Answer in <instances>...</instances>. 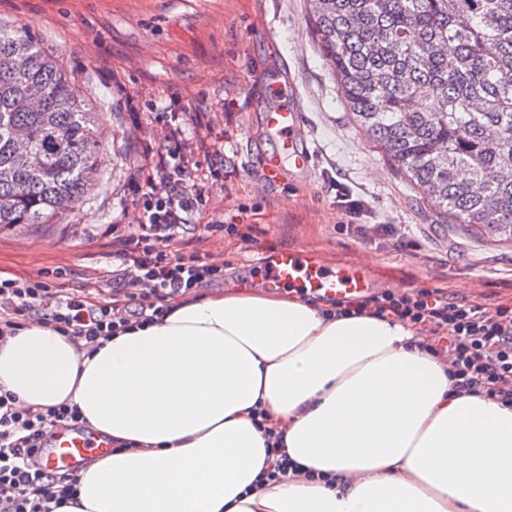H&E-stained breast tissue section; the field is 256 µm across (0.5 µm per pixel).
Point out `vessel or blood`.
Returning a JSON list of instances; mask_svg holds the SVG:
<instances>
[{
    "label": "vessel or blood",
    "mask_w": 512,
    "mask_h": 512,
    "mask_svg": "<svg viewBox=\"0 0 512 512\" xmlns=\"http://www.w3.org/2000/svg\"><path fill=\"white\" fill-rule=\"evenodd\" d=\"M267 125L279 144L276 154L268 160L269 165H277L280 160L286 159L301 167L309 166L311 155L304 143V123L297 101L285 102L269 112ZM264 270L274 284L307 288L328 298L357 295L369 286L366 271L340 268L327 272L310 264L300 251H283L268 257ZM106 449V443L85 434L60 433L52 440L46 462L52 468L72 469L88 456Z\"/></svg>",
    "instance_id": "1"
}]
</instances>
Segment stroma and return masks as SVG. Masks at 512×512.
Listing matches in <instances>:
<instances>
[{"mask_svg":"<svg viewBox=\"0 0 512 512\" xmlns=\"http://www.w3.org/2000/svg\"><path fill=\"white\" fill-rule=\"evenodd\" d=\"M0 19L29 25L59 55L100 112L104 141L97 183L77 210L0 233V276L54 270L58 287L111 298L112 227L132 223V183L177 112L186 137L217 148L199 155L194 180L208 215L234 230L176 250L222 260L225 285H261L266 257L300 250L329 269L363 266L376 293L440 288L512 306V243L448 223L367 142L317 48L306 0H0ZM273 84L302 101L307 169L266 164ZM340 187L366 202L364 223L401 225L418 251L399 250L392 235L376 248L344 232Z\"/></svg>","mask_w":512,"mask_h":512,"instance_id":"stroma-1","label":"stroma"}]
</instances>
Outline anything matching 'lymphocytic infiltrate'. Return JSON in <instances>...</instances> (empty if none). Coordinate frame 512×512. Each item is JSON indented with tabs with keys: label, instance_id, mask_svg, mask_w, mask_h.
I'll return each mask as SVG.
<instances>
[{
	"label": "lymphocytic infiltrate",
	"instance_id": "f902f5d3",
	"mask_svg": "<svg viewBox=\"0 0 512 512\" xmlns=\"http://www.w3.org/2000/svg\"><path fill=\"white\" fill-rule=\"evenodd\" d=\"M206 149V140L189 142L176 127L164 149L147 159L135 222L114 238L120 265L112 272L111 300L59 288L45 272L0 278V342L34 320L70 339L105 340L130 325L159 319L171 299L222 281L223 265L173 251L199 229L206 200L191 176ZM365 308L426 327L425 347L447 355L454 390L512 407L511 306L490 310L425 288L411 294L384 291L346 304L343 312ZM60 427L82 429L77 407L32 413L17 405L13 393L0 394V512H57L76 497L75 470L44 462L47 438Z\"/></svg>",
	"mask_w": 512,
	"mask_h": 512
}]
</instances>
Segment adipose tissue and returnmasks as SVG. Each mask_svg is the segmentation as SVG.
Returning a JSON list of instances; mask_svg holds the SVG:
<instances>
[{"label": "adipose tissue", "mask_w": 512, "mask_h": 512, "mask_svg": "<svg viewBox=\"0 0 512 512\" xmlns=\"http://www.w3.org/2000/svg\"><path fill=\"white\" fill-rule=\"evenodd\" d=\"M418 336L244 281L98 345L30 323L0 387L117 446L58 512H512V408L454 391ZM274 441L299 470L264 485Z\"/></svg>", "instance_id": "1"}]
</instances>
